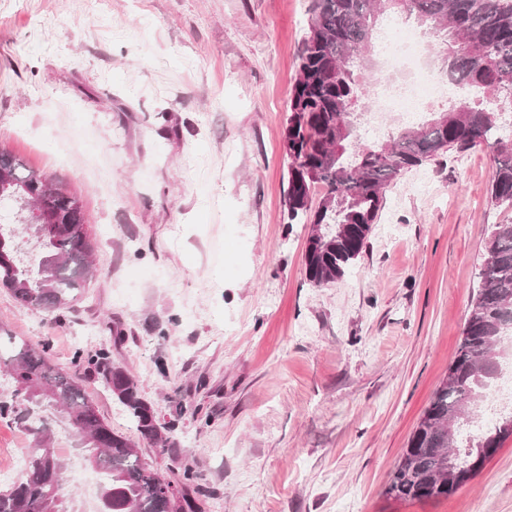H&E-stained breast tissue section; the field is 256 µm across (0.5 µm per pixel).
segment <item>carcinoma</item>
<instances>
[{
  "label": "carcinoma",
  "mask_w": 512,
  "mask_h": 512,
  "mask_svg": "<svg viewBox=\"0 0 512 512\" xmlns=\"http://www.w3.org/2000/svg\"><path fill=\"white\" fill-rule=\"evenodd\" d=\"M391 11L412 18L444 44L448 82L477 86L487 94L473 105H454L426 123L350 151L354 105L368 93L354 79L366 67L378 19ZM512 109V0H312L308 32L299 50L298 76L283 129L288 155V222L307 216L319 231L307 238L306 277L315 286L341 278L360 256L387 188L403 174L451 150L484 149L492 162L494 206L512 210V133L500 132L501 110ZM35 195L12 200L21 223L43 209L48 224L35 225L41 258L37 276L20 261L1 272L14 283L19 305L48 315L77 300L87 282L92 244L85 208L58 181L31 170L0 150V174ZM324 196L311 208L316 186ZM456 355L453 374L435 390L396 465L387 494L403 500L454 494L446 464H476L482 448L503 444L502 414L491 426L479 403L492 393L503 337L512 334V224H492ZM89 372L112 392L141 437L161 448L175 444V424L163 423L124 367L100 350ZM0 373L9 389L0 394V419L30 439L24 472L0 487V512H69L63 483L65 459L53 447L44 411L73 428L78 448L102 474L101 512H202L206 490L190 466L183 478L161 475L138 454L127 436L112 430L82 386L63 374L28 342L0 335Z\"/></svg>",
  "instance_id": "carcinoma-1"
}]
</instances>
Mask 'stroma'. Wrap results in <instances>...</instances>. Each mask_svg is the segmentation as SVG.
Returning <instances> with one entry per match:
<instances>
[{
    "instance_id": "stroma-1",
    "label": "stroma",
    "mask_w": 512,
    "mask_h": 512,
    "mask_svg": "<svg viewBox=\"0 0 512 512\" xmlns=\"http://www.w3.org/2000/svg\"><path fill=\"white\" fill-rule=\"evenodd\" d=\"M312 0H0V148L90 216L94 273L58 318L0 286V326L78 378L203 512H512V439L457 492L389 497L448 375L479 283L486 151H449L387 190L361 256L317 287L289 223L282 130ZM110 352L176 445L140 438L85 370ZM65 449L69 507L94 470Z\"/></svg>"
}]
</instances>
